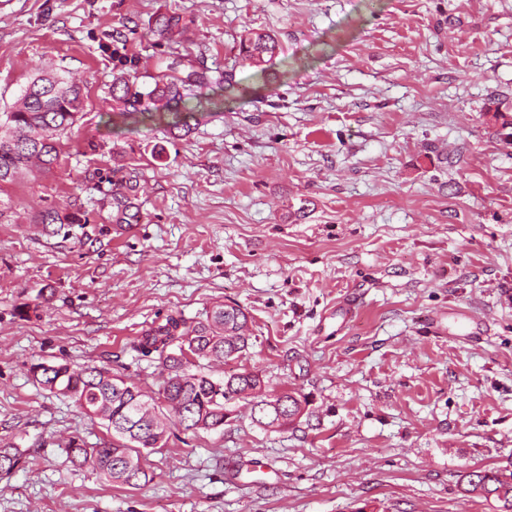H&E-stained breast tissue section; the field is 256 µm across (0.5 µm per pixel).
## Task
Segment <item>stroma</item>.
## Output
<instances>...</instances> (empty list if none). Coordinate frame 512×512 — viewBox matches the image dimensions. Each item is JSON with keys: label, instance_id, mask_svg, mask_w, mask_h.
Masks as SVG:
<instances>
[{"label": "stroma", "instance_id": "stroma-1", "mask_svg": "<svg viewBox=\"0 0 512 512\" xmlns=\"http://www.w3.org/2000/svg\"><path fill=\"white\" fill-rule=\"evenodd\" d=\"M167 13L190 23L176 48ZM248 29L278 38L272 82ZM112 48L141 88L176 57L236 88L185 86L214 100L187 134L116 119ZM41 68L84 97L58 164L0 186V437L27 452L0 512H507L461 477L512 473V144L488 111L512 109V0H0V112ZM100 174L137 180L123 233ZM50 207L89 221L46 232ZM232 302L250 346L210 374L301 391L299 421L173 431L139 488L70 463L69 438L111 435L32 363L155 391L143 332ZM451 308L490 331H431ZM157 32L169 43L178 44L181 42L186 23L179 14L164 15L156 22Z\"/></svg>", "mask_w": 512, "mask_h": 512}]
</instances>
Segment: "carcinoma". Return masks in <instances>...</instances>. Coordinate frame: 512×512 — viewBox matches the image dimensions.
<instances>
[{
    "label": "carcinoma",
    "mask_w": 512,
    "mask_h": 512,
    "mask_svg": "<svg viewBox=\"0 0 512 512\" xmlns=\"http://www.w3.org/2000/svg\"><path fill=\"white\" fill-rule=\"evenodd\" d=\"M157 32L168 42H181L186 23L178 14L156 20ZM278 46L269 32H249L242 37L240 52L259 67V76L269 80L261 68L264 57L273 56ZM132 60L116 57V73L112 81V102L119 116L127 120L144 114L142 106L153 104L149 116L169 130L188 132L191 121L204 108L203 100L190 103L181 88L188 83L201 87L215 85L225 92L234 90L233 75L211 70L191 69L181 77L172 67L153 76V84L145 91L130 81L125 67ZM82 87L59 74L40 69L27 87L24 97L11 110L0 113V185L12 183L28 168L36 166L48 171L58 162L62 139L77 121L82 105ZM107 190L112 200V223L115 230L139 221L137 184L131 178L110 182ZM37 223L88 224L86 214L61 216L53 208L42 211ZM249 319L237 304L220 303L206 316L192 324L171 318L142 336L139 351L144 356L155 354L161 368L162 383L158 396L143 391L134 383L117 378L95 367H72L68 364H32L35 380L49 392L72 399L88 417L102 421L112 441L87 446L73 437L65 452L78 466H89L109 484L138 488L149 483L143 450L166 445L171 427L195 434L224 426L232 403L242 401L251 422L265 431H280L293 425L305 413L306 401L300 392L283 389L266 390L262 375L236 372L214 379L204 372V363L223 364L240 358L249 348ZM22 451L14 443L0 439V472L18 467ZM464 493L495 497L512 507V478L493 469H476L464 477Z\"/></svg>",
    "instance_id": "obj_1"
}]
</instances>
